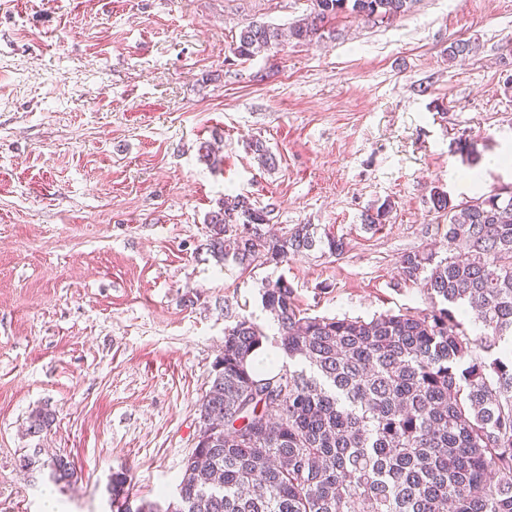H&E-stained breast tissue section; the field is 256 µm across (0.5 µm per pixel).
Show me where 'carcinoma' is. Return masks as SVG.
<instances>
[{"instance_id": "carcinoma-1", "label": "carcinoma", "mask_w": 512, "mask_h": 512, "mask_svg": "<svg viewBox=\"0 0 512 512\" xmlns=\"http://www.w3.org/2000/svg\"><path fill=\"white\" fill-rule=\"evenodd\" d=\"M413 2L315 0L289 36L310 42L339 18L388 22ZM281 41V29L255 22L236 53L251 59ZM249 149L275 164L262 141ZM430 201L448 218L440 245L404 253L399 270L429 307L369 320L311 316L286 280L265 281L276 345L301 368L255 371L267 334L233 317L198 408L211 435L186 458L178 496L134 507L117 472L115 512H512V191L455 203L439 188ZM391 209L367 210L364 224L383 223ZM268 223L249 196L226 195L207 216L204 248L243 271L347 251L344 237L311 224L274 236ZM470 311L474 334L458 317ZM52 421L38 410L27 431ZM49 467L56 483L73 476L64 457Z\"/></svg>"}]
</instances>
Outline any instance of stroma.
I'll list each match as a JSON object with an SVG mask.
<instances>
[{
    "label": "stroma",
    "instance_id": "obj_1",
    "mask_svg": "<svg viewBox=\"0 0 512 512\" xmlns=\"http://www.w3.org/2000/svg\"><path fill=\"white\" fill-rule=\"evenodd\" d=\"M313 0H0V512H112L174 496L228 315L267 335L265 280L301 308L360 317L428 305L400 281L453 201L512 189V0H415L396 20L239 58L242 28H288ZM472 53L449 57L451 42ZM477 160L456 153L461 136ZM277 157L263 168L245 142ZM218 146L220 162L199 147ZM227 193L278 232L331 229L347 252L243 272L203 247ZM385 224L362 216L383 201ZM39 408L51 427L28 434ZM75 463L53 485V456ZM33 461L30 469L21 458Z\"/></svg>",
    "mask_w": 512,
    "mask_h": 512
}]
</instances>
